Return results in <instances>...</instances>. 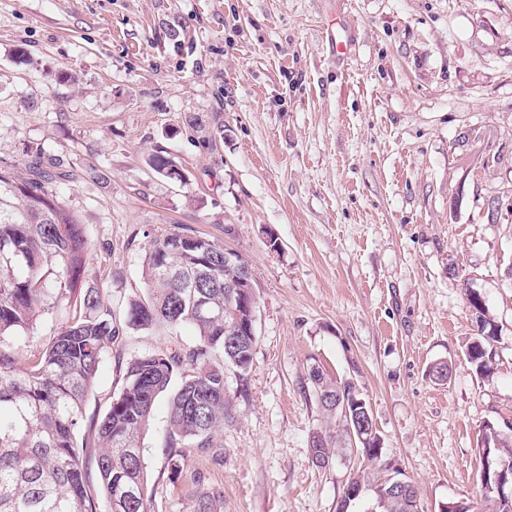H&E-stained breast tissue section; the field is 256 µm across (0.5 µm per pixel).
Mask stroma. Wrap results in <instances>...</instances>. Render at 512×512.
<instances>
[{
    "label": "stroma",
    "mask_w": 512,
    "mask_h": 512,
    "mask_svg": "<svg viewBox=\"0 0 512 512\" xmlns=\"http://www.w3.org/2000/svg\"><path fill=\"white\" fill-rule=\"evenodd\" d=\"M35 164L123 329L87 420L131 359L199 343L125 326L151 240L202 235L254 272L253 364L224 371L218 447L171 460L155 403L154 512H196L213 485L216 512H336L359 460L312 462L315 362L355 382L424 512H484L482 428L512 422V0H0V167ZM472 292L498 329L489 380L462 352Z\"/></svg>",
    "instance_id": "35a3bbf8"
}]
</instances>
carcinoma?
<instances>
[{
    "label": "carcinoma",
    "instance_id": "obj_1",
    "mask_svg": "<svg viewBox=\"0 0 512 512\" xmlns=\"http://www.w3.org/2000/svg\"><path fill=\"white\" fill-rule=\"evenodd\" d=\"M53 176L35 167L27 177L0 168V512H150L147 473L140 439L156 399L169 400L165 451L183 457L194 448L213 447L224 426V368L239 356L252 367L255 341L236 353L224 349V284L236 271L224 266V246L205 237L171 233L155 239L145 254L146 300L132 301L127 324L195 327L201 346L181 358L157 352L128 363L125 383L108 411L91 424L99 443L97 493H92L77 435L85 422L84 403L104 356L119 331L111 304L96 288H81L91 242L79 217L49 187ZM205 299L221 316H200ZM477 336L463 353L482 379L494 376L497 327L482 298L469 293ZM67 316L47 347L20 367L23 351L5 338H20L44 316ZM429 376L448 381L452 363L436 361ZM178 387H172L175 379ZM321 441L309 438L311 458L331 461L351 446L347 420L333 403L320 405ZM355 476L363 487L381 490L389 463L379 440L362 453ZM490 469L482 488L494 486L501 461L512 463V436L489 445Z\"/></svg>",
    "mask_w": 512,
    "mask_h": 512
}]
</instances>
